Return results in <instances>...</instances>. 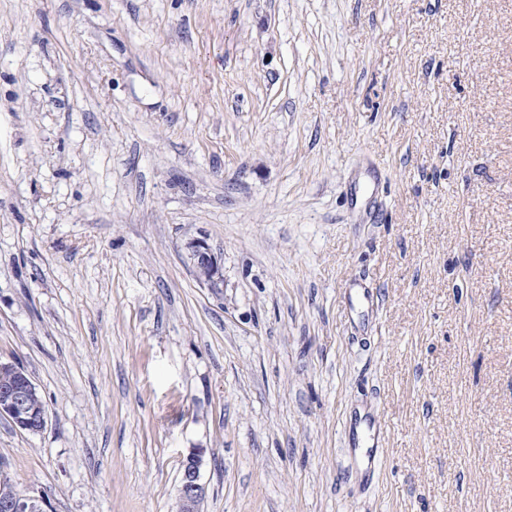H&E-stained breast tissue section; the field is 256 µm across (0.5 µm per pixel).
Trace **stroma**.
I'll use <instances>...</instances> for the list:
<instances>
[{"label": "stroma", "instance_id": "35a3bbf8", "mask_svg": "<svg viewBox=\"0 0 512 512\" xmlns=\"http://www.w3.org/2000/svg\"><path fill=\"white\" fill-rule=\"evenodd\" d=\"M1 361L54 512H512V0H0ZM197 279L211 288H219L223 284V266L211 252L203 239H194L188 243ZM9 371L13 377L8 383L0 381V417L29 434L43 430L46 424V406H32L31 400L39 392L27 372L17 364L0 363V372ZM199 463L194 455L187 458L181 478L178 512H200L205 489L199 480Z\"/></svg>", "mask_w": 512, "mask_h": 512}]
</instances>
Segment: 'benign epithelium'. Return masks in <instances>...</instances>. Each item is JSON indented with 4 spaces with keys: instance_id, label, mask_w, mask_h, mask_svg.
<instances>
[{
    "instance_id": "7a95c632",
    "label": "benign epithelium",
    "mask_w": 512,
    "mask_h": 512,
    "mask_svg": "<svg viewBox=\"0 0 512 512\" xmlns=\"http://www.w3.org/2000/svg\"><path fill=\"white\" fill-rule=\"evenodd\" d=\"M188 249L197 279L211 288L219 287L224 281L223 266L205 240L197 238L190 241ZM4 371L13 373V378L0 384V417L29 434L41 432L46 424L47 409L31 404L38 393L36 384L16 364L0 363V372ZM204 497L205 489L199 480V459L193 455L184 465L178 512H200ZM0 512H52V506L43 495L27 496L17 492L0 462Z\"/></svg>"
}]
</instances>
